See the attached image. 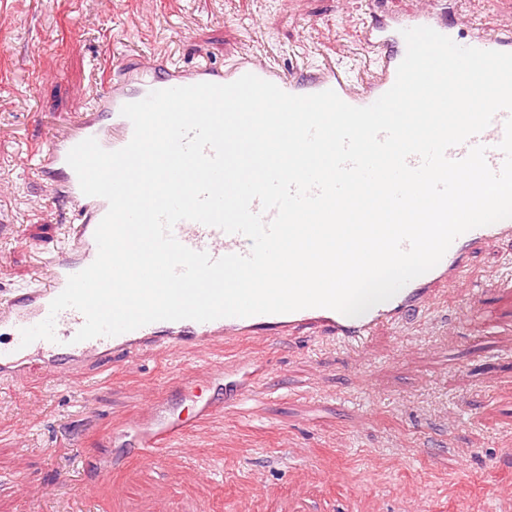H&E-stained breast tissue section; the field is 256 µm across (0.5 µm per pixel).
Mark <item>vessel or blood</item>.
Returning <instances> with one entry per match:
<instances>
[{
  "label": "vessel or blood",
  "instance_id": "vessel-or-blood-1",
  "mask_svg": "<svg viewBox=\"0 0 512 512\" xmlns=\"http://www.w3.org/2000/svg\"><path fill=\"white\" fill-rule=\"evenodd\" d=\"M469 2L456 0L457 17L452 22L445 15L442 0H418L409 11L374 15L353 41L355 48L363 52L361 63L366 70L358 78L329 58L293 72L256 55L241 56L231 65L218 68L207 63L172 67L163 57L150 54L127 60L123 79H116L111 71H102L101 91L91 112L56 128L35 159L39 180L72 213L73 222L67 227L70 244L42 246L31 284L0 294V381L18 383L35 371L54 381L64 373L81 370L86 363L104 364L115 357L131 359L149 348L164 347L187 354L222 344L283 340L304 332L360 347L368 343L377 329L400 325L413 316L430 312L441 292L470 272V261L475 254L496 243L512 241V219L477 227L458 236L437 266L409 282L392 299L357 317L328 308H308L209 322L158 321L117 336L78 343L74 337L85 317L80 311L68 308L56 317L55 341L39 339L27 346L21 343L22 329L43 321L49 314L51 301L63 291L69 276L89 266L97 256L94 233L108 211V203L104 198L82 192L67 155L75 145L90 137L109 151L127 145L133 125L121 114L124 104L141 100L153 90L203 82L228 84L251 73L293 95L331 89L347 104L366 107L394 84L397 68L406 54L402 36L405 29L427 26L464 47L512 53V0H495L500 23L493 32L476 21ZM507 117V112H498L482 133L448 149V157L463 158L472 146L482 145L490 168L500 170L505 155L498 145L504 136ZM172 233L186 247L206 252L214 259L227 254L246 255L251 250L247 237L194 221L178 222ZM206 375L209 381L223 382V398L197 400L186 415L175 408H161L159 398L150 392L138 410L113 424V434L141 430V437L134 443L138 456L144 464H159L165 461L169 449L180 446L200 425L216 420L224 411L238 408L259 390L260 369L255 358L246 352L213 360Z\"/></svg>",
  "mask_w": 512,
  "mask_h": 512
}]
</instances>
